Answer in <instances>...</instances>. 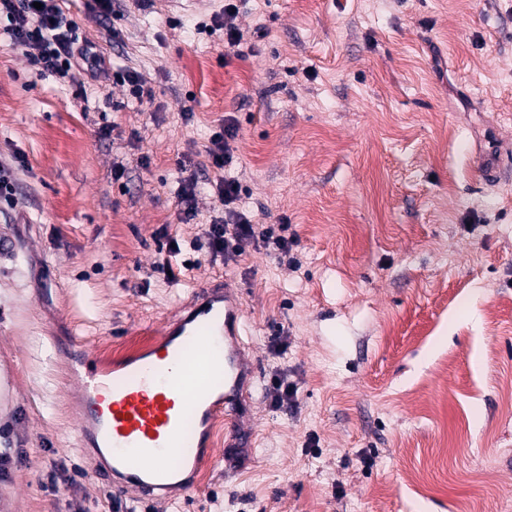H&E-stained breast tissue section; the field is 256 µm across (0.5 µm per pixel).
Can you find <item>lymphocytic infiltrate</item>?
Masks as SVG:
<instances>
[{
	"mask_svg": "<svg viewBox=\"0 0 512 512\" xmlns=\"http://www.w3.org/2000/svg\"><path fill=\"white\" fill-rule=\"evenodd\" d=\"M0 17L10 48L26 53L30 64L39 73H48L60 83L76 82L81 71H88L97 81H110L128 86L136 99L152 97L139 73L130 68L109 70L105 60L92 50L90 42L79 35V26L62 7V0H0ZM237 136V128L225 123L210 137L208 161L220 176L215 188L224 200V217L206 225L201 236L192 245L207 250L214 258L237 255L243 241L254 240L273 247L279 254H290L293 239L272 237L268 231L258 230L254 216L243 205L242 187L231 176L233 155L230 143Z\"/></svg>",
	"mask_w": 512,
	"mask_h": 512,
	"instance_id": "1",
	"label": "lymphocytic infiltrate"
}]
</instances>
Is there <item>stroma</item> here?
Returning a JSON list of instances; mask_svg holds the SVG:
<instances>
[{
    "instance_id": "stroma-1",
    "label": "stroma",
    "mask_w": 512,
    "mask_h": 512,
    "mask_svg": "<svg viewBox=\"0 0 512 512\" xmlns=\"http://www.w3.org/2000/svg\"><path fill=\"white\" fill-rule=\"evenodd\" d=\"M85 3L65 2L82 35L154 96L60 84L0 36V159L26 157L0 211V512H117L57 342L153 340L214 277L244 303L252 445L142 512H512V0H240L233 49L198 31L224 0H123L114 21ZM229 121L246 207L287 225L298 266L190 245L224 215L206 148ZM168 233L190 264L173 280ZM277 377L297 388L280 409Z\"/></svg>"
}]
</instances>
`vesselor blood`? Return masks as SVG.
Wrapping results in <instances>:
<instances>
[{
  "mask_svg": "<svg viewBox=\"0 0 512 512\" xmlns=\"http://www.w3.org/2000/svg\"><path fill=\"white\" fill-rule=\"evenodd\" d=\"M244 305L232 289H200L198 299L159 332L158 341L101 365L78 336L70 342L87 374L80 382L83 444L104 459L119 492L167 506L197 486L214 455V426L251 440L240 410L252 395L242 348ZM195 354H188L189 344Z\"/></svg>",
  "mask_w": 512,
  "mask_h": 512,
  "instance_id": "b4317fda",
  "label": "vessel or blood"
}]
</instances>
